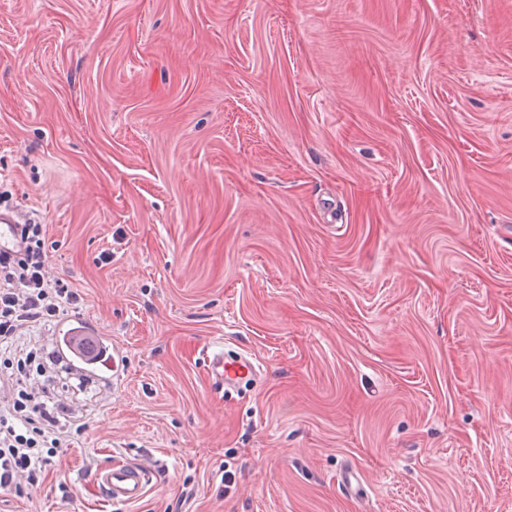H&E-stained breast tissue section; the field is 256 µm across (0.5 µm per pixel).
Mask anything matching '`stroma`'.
Returning <instances> with one entry per match:
<instances>
[{"label":"stroma","instance_id":"1","mask_svg":"<svg viewBox=\"0 0 512 512\" xmlns=\"http://www.w3.org/2000/svg\"><path fill=\"white\" fill-rule=\"evenodd\" d=\"M0 202L125 357L0 512H512V0H0ZM208 368L211 376L224 385L227 391L255 380L261 373L260 367L248 355L237 354L228 357L224 354V348L209 357ZM149 472L120 462L104 466L96 474L97 482L112 501L134 503L142 499L149 483Z\"/></svg>","mask_w":512,"mask_h":512}]
</instances>
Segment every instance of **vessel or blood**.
Here are the masks:
<instances>
[{"label":"vessel or blood","instance_id":"obj_1","mask_svg":"<svg viewBox=\"0 0 512 512\" xmlns=\"http://www.w3.org/2000/svg\"><path fill=\"white\" fill-rule=\"evenodd\" d=\"M60 340L61 353L79 366L99 372L103 384L113 383L123 369L121 354L98 336L92 324L84 320L70 319L64 322ZM208 368L211 376L228 391L255 380L261 373L259 366L249 356L239 354L230 357L221 351L213 353ZM149 478L145 468L120 462L104 466L96 474L97 482L110 498L123 503L142 499Z\"/></svg>","mask_w":512,"mask_h":512}]
</instances>
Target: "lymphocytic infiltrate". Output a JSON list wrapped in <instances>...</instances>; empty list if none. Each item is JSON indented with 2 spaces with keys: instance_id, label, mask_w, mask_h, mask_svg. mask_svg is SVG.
Returning a JSON list of instances; mask_svg holds the SVG:
<instances>
[{
  "instance_id": "lymphocytic-infiltrate-1",
  "label": "lymphocytic infiltrate",
  "mask_w": 512,
  "mask_h": 512,
  "mask_svg": "<svg viewBox=\"0 0 512 512\" xmlns=\"http://www.w3.org/2000/svg\"><path fill=\"white\" fill-rule=\"evenodd\" d=\"M46 228L17 225L16 243L0 247V490L18 497L40 489L71 426V410L53 401L47 348L18 347L24 328L78 311L83 297L69 280L49 277Z\"/></svg>"
}]
</instances>
